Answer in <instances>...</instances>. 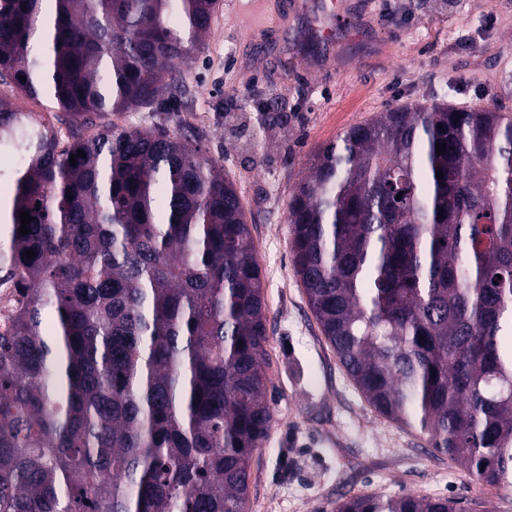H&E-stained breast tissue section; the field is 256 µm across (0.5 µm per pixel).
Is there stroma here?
Listing matches in <instances>:
<instances>
[{
  "label": "stroma",
  "instance_id": "stroma-1",
  "mask_svg": "<svg viewBox=\"0 0 512 512\" xmlns=\"http://www.w3.org/2000/svg\"><path fill=\"white\" fill-rule=\"evenodd\" d=\"M336 2L342 21L329 28L327 0H219L168 123L223 162L264 274L273 423L246 510L333 512L353 495L412 494L512 512V486L478 482L368 404L310 310L287 223L313 153L376 112L422 101L512 112V0Z\"/></svg>",
  "mask_w": 512,
  "mask_h": 512
}]
</instances>
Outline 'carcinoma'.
<instances>
[{
  "label": "carcinoma",
  "mask_w": 512,
  "mask_h": 512,
  "mask_svg": "<svg viewBox=\"0 0 512 512\" xmlns=\"http://www.w3.org/2000/svg\"><path fill=\"white\" fill-rule=\"evenodd\" d=\"M216 5L0 0V85L71 120L0 96V512H245L273 419L262 272L223 164L163 128ZM142 109L158 123L96 127ZM288 223L369 404L512 484V112L417 103L356 123L314 154ZM0 91L2 95H9V99L17 106L20 101L25 102L26 112H32V114L37 119H42L46 122H49L50 124H55L56 126H59L54 118L56 114H59L61 112H58L57 109L53 108V105L47 100L43 99L41 100H34L30 99L28 97L19 95L15 92H11L10 88L7 85L0 86Z\"/></svg>",
  "instance_id": "carcinoma-1"
}]
</instances>
